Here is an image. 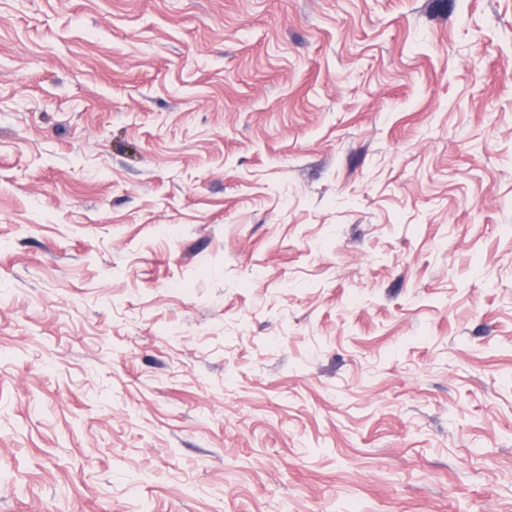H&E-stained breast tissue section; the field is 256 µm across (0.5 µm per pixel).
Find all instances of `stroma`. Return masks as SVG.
Segmentation results:
<instances>
[{"label":"stroma","mask_w":512,"mask_h":512,"mask_svg":"<svg viewBox=\"0 0 512 512\" xmlns=\"http://www.w3.org/2000/svg\"><path fill=\"white\" fill-rule=\"evenodd\" d=\"M0 512H512V0H0Z\"/></svg>","instance_id":"1"}]
</instances>
